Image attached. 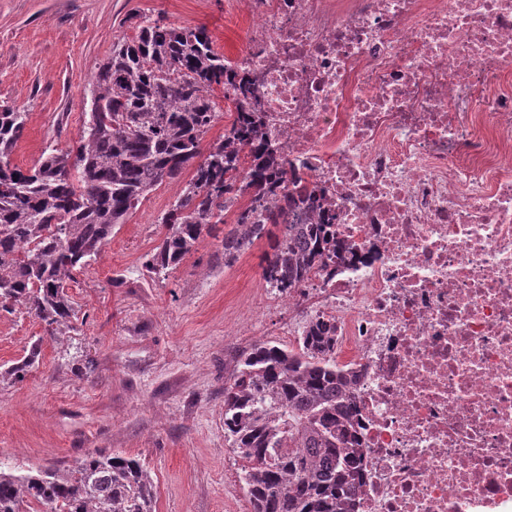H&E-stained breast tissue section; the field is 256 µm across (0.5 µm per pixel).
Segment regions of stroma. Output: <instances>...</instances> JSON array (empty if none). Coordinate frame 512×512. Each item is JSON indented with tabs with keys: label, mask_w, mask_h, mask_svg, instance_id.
Masks as SVG:
<instances>
[{
	"label": "stroma",
	"mask_w": 512,
	"mask_h": 512,
	"mask_svg": "<svg viewBox=\"0 0 512 512\" xmlns=\"http://www.w3.org/2000/svg\"><path fill=\"white\" fill-rule=\"evenodd\" d=\"M141 15L205 29L228 59L248 37L224 0H0V102L27 114L12 164L27 169L46 148L72 144L96 66L135 36ZM179 191L162 183L115 227L70 283L77 318L56 338L0 309V461L23 473L119 453L150 471L157 512H251L224 432V383L239 352L288 344L277 334L288 305L260 277L267 241L225 264L224 224L168 277L146 271ZM35 345L25 377H6Z\"/></svg>",
	"instance_id": "obj_1"
}]
</instances>
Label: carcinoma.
I'll return each mask as SVG.
<instances>
[{
  "mask_svg": "<svg viewBox=\"0 0 512 512\" xmlns=\"http://www.w3.org/2000/svg\"><path fill=\"white\" fill-rule=\"evenodd\" d=\"M136 29L95 68L77 140L48 148L37 165L11 163L27 113L0 104V308L37 318L52 338L76 316L67 292L75 274L154 187L189 167L190 180L158 219L164 232L144 262L149 273L176 269L205 229L227 222L225 264L270 239L261 279L280 295L317 267L350 264L316 189L288 175L262 137L249 75L228 65L202 28L142 16ZM217 88L237 116L205 147ZM271 225L280 234L271 236ZM38 356L36 345L5 373L22 378ZM357 377L336 365L335 327L319 317L295 349L259 342L239 355L224 382V431L253 512H351L363 460ZM156 501L150 471L133 457L89 453L28 473L0 465V512H156Z\"/></svg>",
  "mask_w": 512,
  "mask_h": 512,
  "instance_id": "1",
  "label": "carcinoma"
}]
</instances>
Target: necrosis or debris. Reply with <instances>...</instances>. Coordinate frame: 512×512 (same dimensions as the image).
Returning <instances> with one entry per match:
<instances>
[{"label":"necrosis or debris","instance_id":"obj_1","mask_svg":"<svg viewBox=\"0 0 512 512\" xmlns=\"http://www.w3.org/2000/svg\"><path fill=\"white\" fill-rule=\"evenodd\" d=\"M351 266L290 298L357 389L354 512H512V0H225Z\"/></svg>","mask_w":512,"mask_h":512}]
</instances>
